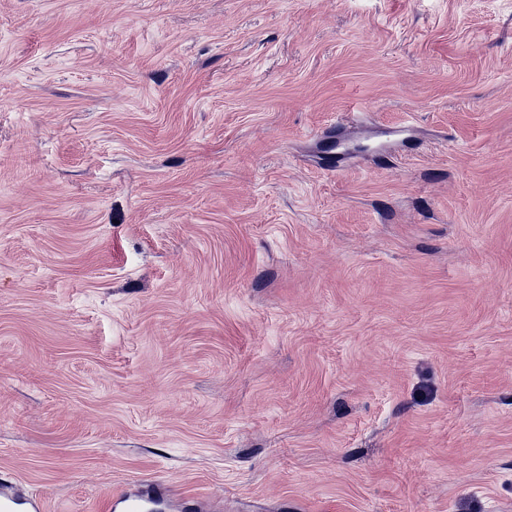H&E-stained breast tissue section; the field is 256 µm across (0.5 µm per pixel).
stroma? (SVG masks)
<instances>
[{
    "label": "stroma",
    "instance_id": "35a3bbf8",
    "mask_svg": "<svg viewBox=\"0 0 512 512\" xmlns=\"http://www.w3.org/2000/svg\"><path fill=\"white\" fill-rule=\"evenodd\" d=\"M1 476L512 512V0H0Z\"/></svg>",
    "mask_w": 512,
    "mask_h": 512
}]
</instances>
